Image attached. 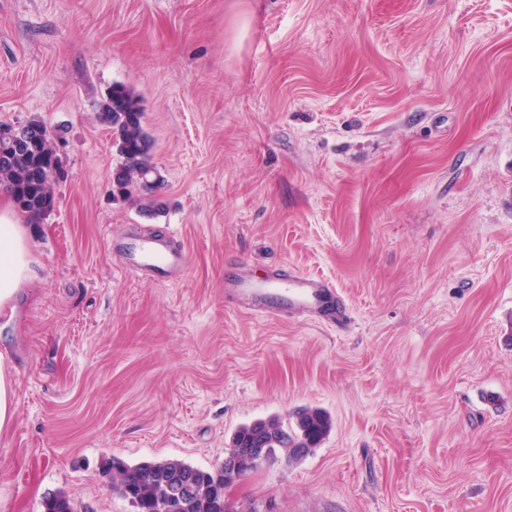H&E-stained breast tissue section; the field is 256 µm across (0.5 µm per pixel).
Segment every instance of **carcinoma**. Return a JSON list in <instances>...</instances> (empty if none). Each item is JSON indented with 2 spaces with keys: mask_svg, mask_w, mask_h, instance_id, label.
<instances>
[{
  "mask_svg": "<svg viewBox=\"0 0 512 512\" xmlns=\"http://www.w3.org/2000/svg\"><path fill=\"white\" fill-rule=\"evenodd\" d=\"M99 119L112 131V142L119 161L112 171V196L139 202L140 209L155 213L162 202L156 192L162 180L152 163L153 141L144 124L140 99L133 89L114 84L101 105ZM24 127L35 139L17 151L12 142L18 127L0 123V188L11 194L27 223L41 224L55 206V187L65 176L60 153L55 149L47 125L31 119ZM329 416L319 409H305L288 427L278 417L255 420L240 426L232 435L229 448H274L288 453L297 462L306 456L330 430ZM189 472L193 495L183 505L168 512H226L224 467L201 469L175 459L127 464L114 458L105 472L113 475V489L131 501L137 512H160L159 503L168 497L171 475ZM44 512H76L71 499L58 492L43 503Z\"/></svg>",
  "mask_w": 512,
  "mask_h": 512,
  "instance_id": "obj_1",
  "label": "carcinoma"
}]
</instances>
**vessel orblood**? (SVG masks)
I'll return each mask as SVG.
<instances>
[{
  "label": "vessel or blood",
  "mask_w": 512,
  "mask_h": 512,
  "mask_svg": "<svg viewBox=\"0 0 512 512\" xmlns=\"http://www.w3.org/2000/svg\"><path fill=\"white\" fill-rule=\"evenodd\" d=\"M113 248L131 273L150 272L158 280L173 282L185 269V254L169 230L117 240ZM224 294L241 310L267 316H302L333 328L345 327L350 320L347 305L331 282L284 264L271 265L258 277L249 265L238 263L224 279Z\"/></svg>",
  "instance_id": "b4317fda"
}]
</instances>
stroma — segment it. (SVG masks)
<instances>
[{"label":"stroma","mask_w":512,"mask_h":512,"mask_svg":"<svg viewBox=\"0 0 512 512\" xmlns=\"http://www.w3.org/2000/svg\"><path fill=\"white\" fill-rule=\"evenodd\" d=\"M116 82L155 217L111 195ZM33 118L65 179L0 317V512H134L111 458L213 469L303 408L330 432L235 512H512V0H0V122ZM170 225L183 276L126 272L112 239ZM241 259L329 279L350 328L239 312ZM14 416L15 399L11 362L7 353L0 352V431L9 428Z\"/></svg>","instance_id":"1"}]
</instances>
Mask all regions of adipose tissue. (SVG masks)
Segmentation results:
<instances>
[{
    "instance_id": "1",
    "label": "adipose tissue",
    "mask_w": 512,
    "mask_h": 512,
    "mask_svg": "<svg viewBox=\"0 0 512 512\" xmlns=\"http://www.w3.org/2000/svg\"><path fill=\"white\" fill-rule=\"evenodd\" d=\"M27 228L9 199L0 200V315H10L21 288L31 278Z\"/></svg>"
}]
</instances>
